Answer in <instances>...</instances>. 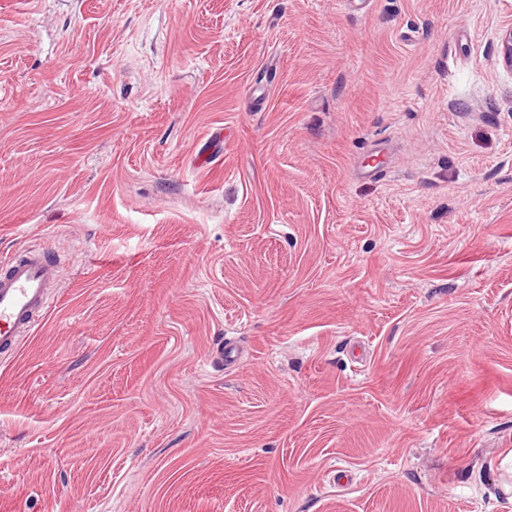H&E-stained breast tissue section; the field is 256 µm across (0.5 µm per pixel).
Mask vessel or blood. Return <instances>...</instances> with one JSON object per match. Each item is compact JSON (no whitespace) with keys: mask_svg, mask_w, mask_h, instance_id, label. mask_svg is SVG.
Here are the masks:
<instances>
[{"mask_svg":"<svg viewBox=\"0 0 512 512\" xmlns=\"http://www.w3.org/2000/svg\"><path fill=\"white\" fill-rule=\"evenodd\" d=\"M62 256L28 243L0 261V354L15 351L48 313L62 286Z\"/></svg>","mask_w":512,"mask_h":512,"instance_id":"1","label":"vessel or blood"}]
</instances>
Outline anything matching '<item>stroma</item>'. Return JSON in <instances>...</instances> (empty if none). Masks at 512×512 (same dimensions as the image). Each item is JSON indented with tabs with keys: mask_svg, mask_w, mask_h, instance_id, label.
Returning <instances> with one entry per match:
<instances>
[{
	"mask_svg": "<svg viewBox=\"0 0 512 512\" xmlns=\"http://www.w3.org/2000/svg\"><path fill=\"white\" fill-rule=\"evenodd\" d=\"M509 28L0 0V258L65 257L0 355V512H512Z\"/></svg>",
	"mask_w": 512,
	"mask_h": 512,
	"instance_id": "stroma-1",
	"label": "stroma"
}]
</instances>
